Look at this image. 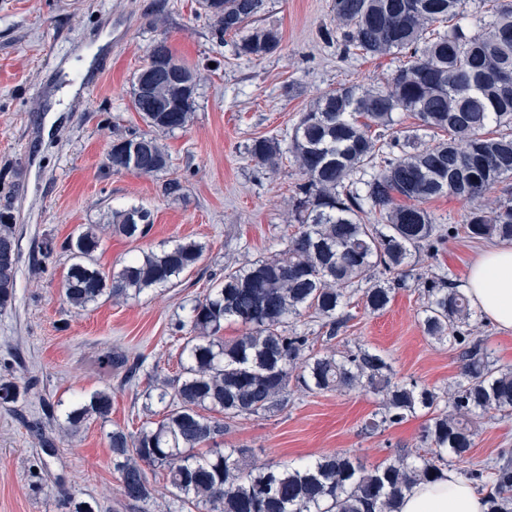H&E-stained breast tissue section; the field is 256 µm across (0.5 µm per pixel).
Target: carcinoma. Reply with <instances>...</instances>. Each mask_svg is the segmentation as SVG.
<instances>
[{"label":"carcinoma","mask_w":512,"mask_h":512,"mask_svg":"<svg viewBox=\"0 0 512 512\" xmlns=\"http://www.w3.org/2000/svg\"><path fill=\"white\" fill-rule=\"evenodd\" d=\"M462 0H334L336 35L347 50L364 55L403 54L384 87L344 84L321 93L302 112L287 140L261 137L247 152L274 169L294 158L302 182L292 197L294 232L277 236L282 248L268 257L224 267V277L189 309L193 336L182 349L181 370L154 380L146 412L162 414L130 432L109 433L112 462L125 502L152 498L145 467L166 472L169 494L204 512H396L398 499L418 482L441 477L445 457L465 460L474 446L478 419L496 411L512 414V369L490 360L484 342L471 335L469 301L443 272L416 278L423 289L420 325L425 335L460 348V377L439 393L415 382L395 381L380 353L314 350L346 327L345 308L359 294L371 313L384 311L408 287L420 257H434L448 237L464 233L475 242H512V200L470 210L461 225L436 223L427 201L455 195L483 198L512 179V0H488L493 20L469 36L460 23ZM215 32L248 33L238 53L263 58L276 52L281 35L256 20L265 0H202ZM180 76L150 85L137 111L148 134L118 137L109 162L142 175L167 168L161 137L191 120L197 76L179 66ZM411 112L425 131L448 138L416 143L408 133L385 141L394 114ZM401 147L400 154L391 152ZM151 213L131 207L112 213V231L143 237ZM98 226L60 248L70 253L63 294L75 308L103 297L127 299L175 286L196 267L205 245L194 239L145 252L116 273L96 263ZM19 253L16 225L0 214V311L12 305ZM308 316L321 321L314 335ZM238 324L226 340L224 325ZM306 392L363 389L380 397L367 424L375 431L398 424L419 410L431 413L422 434L429 456L398 455L368 468L354 455L336 452L301 464L246 461L244 452L219 448L224 419L267 414L288 406L291 380ZM27 391L0 381V404L16 405ZM161 407L156 412L153 406ZM107 390L75 399L64 411L65 428L92 416L107 418ZM208 447V454L199 449ZM484 495L487 512H512V456L462 471ZM67 512H98L94 501L67 493Z\"/></svg>","instance_id":"1"}]
</instances>
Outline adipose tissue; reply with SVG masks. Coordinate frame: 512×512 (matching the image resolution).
<instances>
[{
    "label": "adipose tissue",
    "instance_id": "1",
    "mask_svg": "<svg viewBox=\"0 0 512 512\" xmlns=\"http://www.w3.org/2000/svg\"><path fill=\"white\" fill-rule=\"evenodd\" d=\"M463 288L471 304L499 327L512 329V245L483 251L472 263ZM484 500L455 470L405 492L398 512H484Z\"/></svg>",
    "mask_w": 512,
    "mask_h": 512
}]
</instances>
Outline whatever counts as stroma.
Returning <instances> with one entry per match:
<instances>
[{
    "instance_id": "1",
    "label": "stroma",
    "mask_w": 512,
    "mask_h": 512,
    "mask_svg": "<svg viewBox=\"0 0 512 512\" xmlns=\"http://www.w3.org/2000/svg\"><path fill=\"white\" fill-rule=\"evenodd\" d=\"M333 0H267L260 23L277 28L280 49L261 59L238 54L235 36H218L201 0H0V212H9L19 248L16 299L0 313V377L28 387L15 410L0 407V512H64V492L96 499L103 512H168L163 471L148 470L157 493L128 510L112 465V428L137 430L153 377L178 373L185 335L177 325L211 279L241 255H269L276 235L292 224L288 202L301 175L292 160L277 171L257 165L247 147L259 137L292 134L301 112L324 91L348 83L385 85L404 56L354 55L326 38L336 28ZM166 40L175 59L198 76L191 120L167 135L168 167L140 175L111 166L113 139L147 133L131 96L150 47ZM93 91H86L88 76ZM180 181V195L163 186ZM150 211L153 224L132 241L108 230L113 211ZM102 225L100 268L119 270L130 258L184 238L205 244L197 267L178 285L125 302L100 299L87 308L62 295L71 264L60 243L88 225ZM465 236L448 239L426 268L463 282L485 250ZM417 288L397 290L379 314L353 298L337 351L365 345L384 354L399 381L445 388L460 373L459 349L424 335ZM138 358L134 380L107 366L105 353ZM99 390L112 393L107 419L75 431L44 424L55 440L47 470L36 424L41 403L68 406ZM379 399L366 391L305 393L292 389L287 409L225 420L219 444L250 458L300 462L336 451L372 467L415 451L424 413L373 433L366 421ZM512 451V416L485 417L468 461Z\"/></svg>"
}]
</instances>
